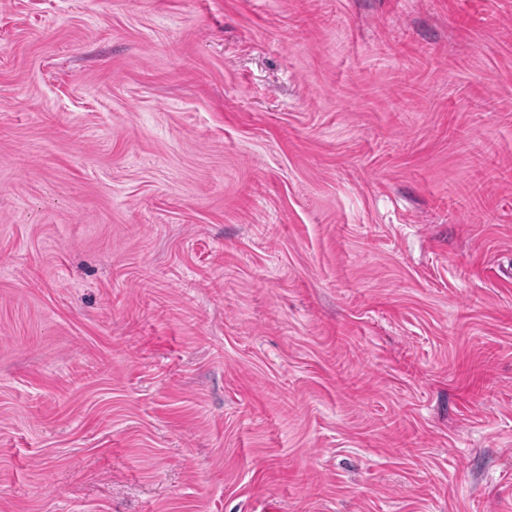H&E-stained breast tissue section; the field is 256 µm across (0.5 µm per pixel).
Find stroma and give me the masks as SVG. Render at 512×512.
<instances>
[{
    "label": "stroma",
    "mask_w": 512,
    "mask_h": 512,
    "mask_svg": "<svg viewBox=\"0 0 512 512\" xmlns=\"http://www.w3.org/2000/svg\"><path fill=\"white\" fill-rule=\"evenodd\" d=\"M0 512H512V0H0Z\"/></svg>",
    "instance_id": "obj_1"
}]
</instances>
